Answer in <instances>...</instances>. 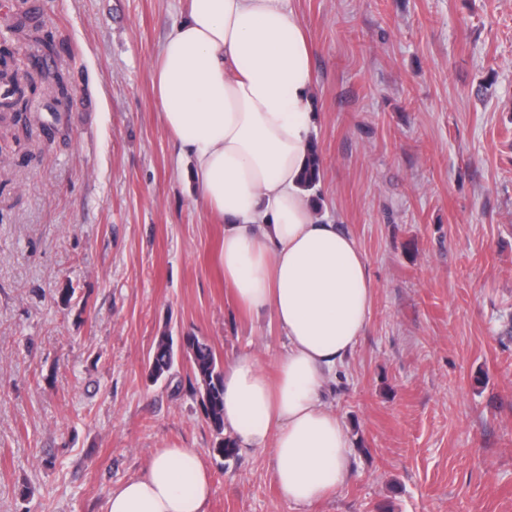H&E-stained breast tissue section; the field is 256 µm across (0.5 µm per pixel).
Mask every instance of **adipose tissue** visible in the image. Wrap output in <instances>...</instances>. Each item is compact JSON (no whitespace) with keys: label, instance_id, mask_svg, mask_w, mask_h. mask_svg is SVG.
Segmentation results:
<instances>
[{"label":"adipose tissue","instance_id":"ef3b65f1","mask_svg":"<svg viewBox=\"0 0 512 512\" xmlns=\"http://www.w3.org/2000/svg\"><path fill=\"white\" fill-rule=\"evenodd\" d=\"M314 72L291 0H189L152 73L159 116L193 161L197 203L224 224L220 262L233 299L270 312L287 348L274 372L243 355L224 370V434L238 453L270 451L288 504L311 507L347 482L348 430L324 400L371 312L355 238L318 215L302 173ZM196 449L162 448L112 489L106 512H207Z\"/></svg>","mask_w":512,"mask_h":512}]
</instances>
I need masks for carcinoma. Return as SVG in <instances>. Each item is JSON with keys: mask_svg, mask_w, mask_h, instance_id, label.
<instances>
[{"mask_svg": "<svg viewBox=\"0 0 512 512\" xmlns=\"http://www.w3.org/2000/svg\"><path fill=\"white\" fill-rule=\"evenodd\" d=\"M324 160L317 144H311L303 175V187L308 191L317 188L323 176ZM186 350L191 362L192 373L198 385V395L206 418L216 435L220 436L218 452L226 457L235 454L231 440L224 436V371L210 344L196 337H187ZM175 361L172 337L163 334L149 355L150 375L158 379L168 373Z\"/></svg>", "mask_w": 512, "mask_h": 512, "instance_id": "carcinoma-1", "label": "carcinoma"}]
</instances>
